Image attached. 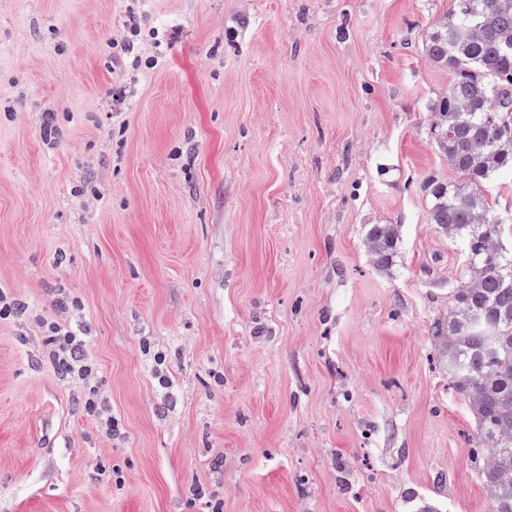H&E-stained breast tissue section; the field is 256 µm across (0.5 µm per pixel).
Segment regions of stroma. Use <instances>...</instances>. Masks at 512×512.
<instances>
[{
	"label": "stroma",
	"instance_id": "35a3bbf8",
	"mask_svg": "<svg viewBox=\"0 0 512 512\" xmlns=\"http://www.w3.org/2000/svg\"><path fill=\"white\" fill-rule=\"evenodd\" d=\"M455 5L0 0V512H490L430 334L464 273L427 191ZM132 11L155 68L112 47ZM400 238L397 224H372L368 228L364 247L372 266L386 271L397 254ZM50 333V343L56 348V360L58 368L66 376L77 377L86 381L92 373V367L87 364L83 354L86 346V333L81 328L65 327L57 322L47 325Z\"/></svg>",
	"mask_w": 512,
	"mask_h": 512
}]
</instances>
